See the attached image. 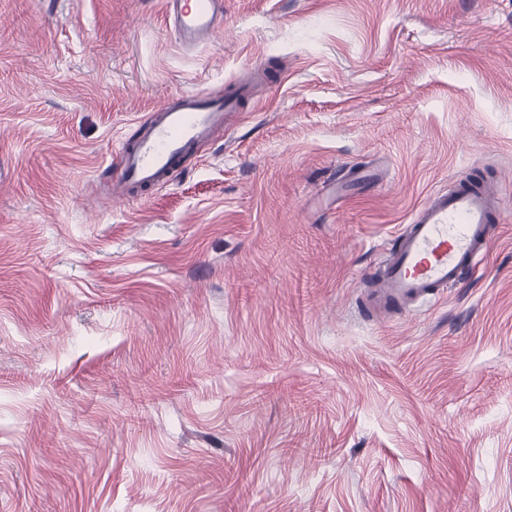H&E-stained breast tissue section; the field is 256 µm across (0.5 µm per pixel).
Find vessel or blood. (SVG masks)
<instances>
[{"instance_id":"vessel-or-blood-1","label":"vessel or blood","mask_w":512,"mask_h":512,"mask_svg":"<svg viewBox=\"0 0 512 512\" xmlns=\"http://www.w3.org/2000/svg\"><path fill=\"white\" fill-rule=\"evenodd\" d=\"M165 8L185 46L209 39L224 24V0H165ZM231 109V102L186 93L178 107L155 112L139 140L120 150L128 191L135 194L166 182L181 158L224 125ZM497 205L480 183L433 193L384 251L383 274L371 306H421L464 273L476 272L486 254Z\"/></svg>"}]
</instances>
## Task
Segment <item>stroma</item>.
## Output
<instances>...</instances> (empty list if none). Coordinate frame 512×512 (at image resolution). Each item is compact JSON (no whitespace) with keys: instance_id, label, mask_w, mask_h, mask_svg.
<instances>
[{"instance_id":"obj_1","label":"stroma","mask_w":512,"mask_h":512,"mask_svg":"<svg viewBox=\"0 0 512 512\" xmlns=\"http://www.w3.org/2000/svg\"><path fill=\"white\" fill-rule=\"evenodd\" d=\"M233 98L171 181L114 149ZM479 179L480 270L379 319ZM0 512H512V0H0ZM174 31L184 46L214 36L224 24L223 0H165ZM498 197L482 183L435 192L383 253V274L365 307L407 310L438 296L484 260Z\"/></svg>"}]
</instances>
